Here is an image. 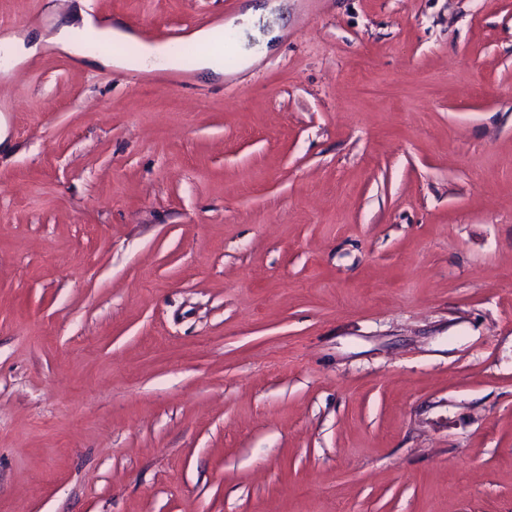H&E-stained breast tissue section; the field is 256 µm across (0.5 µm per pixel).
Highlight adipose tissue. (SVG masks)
Listing matches in <instances>:
<instances>
[{"label":"adipose tissue","mask_w":512,"mask_h":512,"mask_svg":"<svg viewBox=\"0 0 512 512\" xmlns=\"http://www.w3.org/2000/svg\"><path fill=\"white\" fill-rule=\"evenodd\" d=\"M97 36L100 40L109 42L138 44L139 54L135 64L139 70H174L178 67L176 59L172 58L166 48L161 45L139 43L138 38L122 25L112 24L111 20L97 18L83 12L73 16L71 22L62 24L58 29L47 31L41 38V47L55 48L69 55L83 59L88 57L89 38Z\"/></svg>","instance_id":"obj_1"}]
</instances>
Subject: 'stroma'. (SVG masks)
<instances>
[{
    "mask_svg": "<svg viewBox=\"0 0 512 512\" xmlns=\"http://www.w3.org/2000/svg\"><path fill=\"white\" fill-rule=\"evenodd\" d=\"M278 11L217 78H0V512H512V0Z\"/></svg>",
    "mask_w": 512,
    "mask_h": 512,
    "instance_id": "35a3bbf8",
    "label": "stroma"
}]
</instances>
